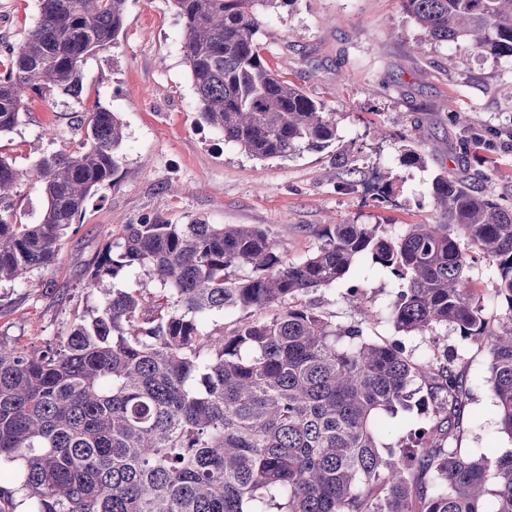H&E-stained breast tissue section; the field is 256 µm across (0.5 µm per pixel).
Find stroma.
Returning a JSON list of instances; mask_svg holds the SVG:
<instances>
[{
	"label": "stroma",
	"instance_id": "obj_1",
	"mask_svg": "<svg viewBox=\"0 0 512 512\" xmlns=\"http://www.w3.org/2000/svg\"><path fill=\"white\" fill-rule=\"evenodd\" d=\"M127 22L105 50L81 67V100L29 94V110L0 155L27 167L69 151L94 106L120 113L125 140L118 171L90 198L62 242L56 263L0 286V341L45 350L101 298L85 274L124 225L144 219L188 224H259L297 260L319 243L325 224H381L390 234L441 218L430 193L441 170L488 185L512 208V57H492L464 42L427 37L401 0H292L259 8V41L269 63L324 103L337 128L335 144L284 159L257 160L226 145L199 119L184 59V28L169 0H127ZM38 0H0V53L22 42ZM477 146H467L470 134ZM415 150L416 164L401 163ZM393 184L390 202L373 199L378 174ZM358 286L377 311L365 324L346 302ZM400 286L389 272L356 265L336 284L311 293L318 310L340 325H363L365 336L401 341L414 358L449 352L465 368L463 449L502 455L488 389L489 354L453 329L417 336L399 332L390 306Z\"/></svg>",
	"mask_w": 512,
	"mask_h": 512
}]
</instances>
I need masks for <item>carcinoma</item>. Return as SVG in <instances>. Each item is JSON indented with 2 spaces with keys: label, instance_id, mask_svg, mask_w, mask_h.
<instances>
[{
  "label": "carcinoma",
  "instance_id": "obj_1",
  "mask_svg": "<svg viewBox=\"0 0 512 512\" xmlns=\"http://www.w3.org/2000/svg\"><path fill=\"white\" fill-rule=\"evenodd\" d=\"M126 2L39 0L36 25L7 48L0 136L18 125L26 91L82 94L78 68L118 38ZM259 2L287 0H171L200 119L257 160L325 150L336 124L267 62ZM402 6L438 42L512 57V0ZM123 140L119 114L98 106L76 150L22 170L0 156V283L52 266L87 201L112 181ZM25 181L45 196L36 224L14 218ZM431 195L439 224L397 236L380 224H326L297 261L258 224L124 225L88 269L102 303L69 335L44 352L0 342V465H21L0 501L21 493L35 512H512V452L461 451L464 368L446 355L415 360L303 301L359 262L389 271L402 281L391 304L398 331L449 325L488 351V388L512 439V209L452 171L433 178ZM484 256L505 306L493 320L467 276ZM127 273L158 288L145 297L116 287ZM347 301L377 317L359 287ZM218 312L255 318L217 335ZM422 391L427 411L399 444H384V417L412 412Z\"/></svg>",
  "mask_w": 512,
  "mask_h": 512
}]
</instances>
